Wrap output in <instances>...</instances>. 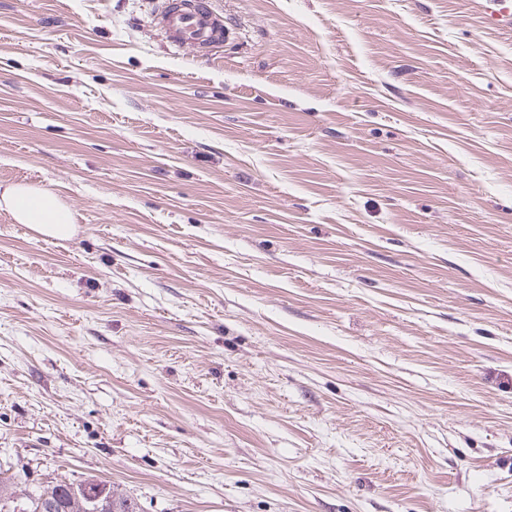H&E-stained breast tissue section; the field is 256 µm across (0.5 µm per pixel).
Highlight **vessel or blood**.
Returning a JSON list of instances; mask_svg holds the SVG:
<instances>
[{
  "instance_id": "1",
  "label": "vessel or blood",
  "mask_w": 512,
  "mask_h": 512,
  "mask_svg": "<svg viewBox=\"0 0 512 512\" xmlns=\"http://www.w3.org/2000/svg\"><path fill=\"white\" fill-rule=\"evenodd\" d=\"M153 20L168 44L176 49L206 51L230 35L212 0H155Z\"/></svg>"
}]
</instances>
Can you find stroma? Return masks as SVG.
Listing matches in <instances>:
<instances>
[{"label": "stroma", "instance_id": "obj_1", "mask_svg": "<svg viewBox=\"0 0 512 512\" xmlns=\"http://www.w3.org/2000/svg\"><path fill=\"white\" fill-rule=\"evenodd\" d=\"M0 0V467L139 512H512V28L474 0ZM153 20L174 49L208 51L230 36L211 0H155ZM0 210L14 222L49 238L67 240L73 235L75 217L56 194L39 185L11 184L0 192Z\"/></svg>", "mask_w": 512, "mask_h": 512}]
</instances>
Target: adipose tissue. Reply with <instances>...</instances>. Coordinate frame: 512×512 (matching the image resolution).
Returning <instances> with one entry per match:
<instances>
[{"label": "adipose tissue", "mask_w": 512, "mask_h": 512, "mask_svg": "<svg viewBox=\"0 0 512 512\" xmlns=\"http://www.w3.org/2000/svg\"><path fill=\"white\" fill-rule=\"evenodd\" d=\"M0 210L7 211L14 222L37 233L59 240L73 235L75 217L56 194L39 185L11 184L0 190Z\"/></svg>", "instance_id": "obj_1"}]
</instances>
